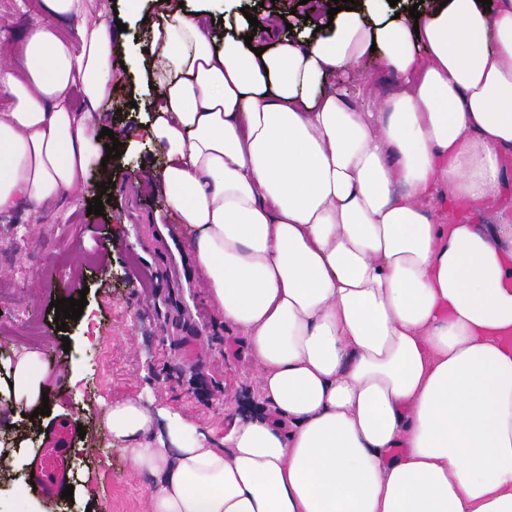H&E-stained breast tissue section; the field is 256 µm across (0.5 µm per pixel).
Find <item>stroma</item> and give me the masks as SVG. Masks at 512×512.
Listing matches in <instances>:
<instances>
[{"instance_id": "35a3bbf8", "label": "stroma", "mask_w": 512, "mask_h": 512, "mask_svg": "<svg viewBox=\"0 0 512 512\" xmlns=\"http://www.w3.org/2000/svg\"><path fill=\"white\" fill-rule=\"evenodd\" d=\"M107 22L127 30L113 58L112 98L103 124L124 140L109 168L90 172L59 208L35 215L24 207L0 213V357L26 347L39 351L51 372L50 415L32 421L7 412L0 421V507L13 506L17 486L49 465L59 486L31 496L40 512H150L154 481L134 471L127 453L110 443L99 424L113 402L140 398L150 411L179 414L209 433L215 447L235 419L265 409L258 365L237 330L209 301L197 269L191 234L156 194L150 179L163 155L145 146L144 127L156 92L144 70L153 33L142 17L158 14L157 0H93ZM277 14L294 30L305 27L304 6L293 0H228L212 12L216 25L240 24L246 12ZM42 16L39 0H0V64ZM114 188L103 215L87 207L102 182ZM49 253L65 262H46ZM149 285L135 287L138 274ZM72 281L70 289L58 280ZM87 289L85 321L57 331L55 299ZM40 315L38 328L24 310ZM73 485L66 501L61 488Z\"/></svg>"}]
</instances>
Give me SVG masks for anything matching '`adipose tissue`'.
I'll use <instances>...</instances> for the list:
<instances>
[{
	"label": "adipose tissue",
	"instance_id": "adipose-tissue-1",
	"mask_svg": "<svg viewBox=\"0 0 512 512\" xmlns=\"http://www.w3.org/2000/svg\"><path fill=\"white\" fill-rule=\"evenodd\" d=\"M91 3L40 0L0 65V211L63 203L106 155L117 33ZM327 12L302 40L179 0L153 22L152 180L266 412L220 448L176 414L157 438L133 398L100 430L154 478L151 512H512V0ZM6 374L11 409L41 406L38 351Z\"/></svg>",
	"mask_w": 512,
	"mask_h": 512
}]
</instances>
